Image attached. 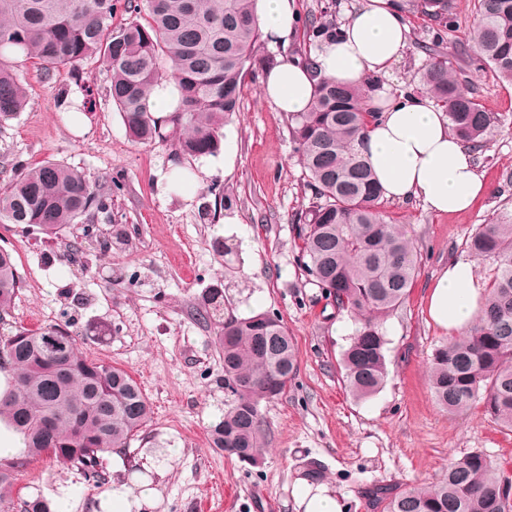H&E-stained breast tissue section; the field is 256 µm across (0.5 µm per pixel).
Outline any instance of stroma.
Returning a JSON list of instances; mask_svg holds the SVG:
<instances>
[{
  "mask_svg": "<svg viewBox=\"0 0 512 512\" xmlns=\"http://www.w3.org/2000/svg\"><path fill=\"white\" fill-rule=\"evenodd\" d=\"M454 13L457 28L439 45L426 18L405 14L408 44L384 82L394 92L419 87L425 63L438 52L461 65L463 89L502 121L475 154L485 193L470 210L441 215L418 200L386 203L406 225L418 267L407 299L383 325L385 384L365 400L351 395L338 366L354 319L327 308L298 267L290 219L309 196L287 120L263 97L261 77L246 79L239 110L224 125L235 154L226 175L223 154L195 159L169 143H132L98 60L48 78L35 62L15 59L27 105L0 127V181L12 176L14 163L53 159L91 181L111 180L113 188L110 213H90L55 238L0 224V247L12 251L22 279L12 317L29 329L70 322L90 356L131 375L152 413L127 461L105 457L109 481L100 489L87 490L70 465L46 461L14 494L99 512L112 480L122 478L151 496L145 512H265L266 498L275 512H301L298 484L314 462L341 512H383L374 492L427 484L473 451L512 478V431L479 404L462 415L440 410L429 383L432 353L448 337L429 316V290L458 260L473 263L480 283L489 284L492 260L473 255L466 241L477 225L512 210V85L468 61L474 0H454ZM177 164L187 168L181 188L171 180ZM215 183L223 196L211 193ZM87 227L103 237L123 230L127 242L62 260ZM218 241L231 248L230 259L215 251ZM218 283L238 315L275 314L297 346L295 378L283 395L260 405L266 442L256 467L210 446L209 427L231 395L215 330L195 320L193 308Z\"/></svg>",
  "mask_w": 512,
  "mask_h": 512,
  "instance_id": "stroma-1",
  "label": "stroma"
}]
</instances>
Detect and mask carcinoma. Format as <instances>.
I'll return each mask as SVG.
<instances>
[{
  "label": "carcinoma",
  "mask_w": 512,
  "mask_h": 512,
  "mask_svg": "<svg viewBox=\"0 0 512 512\" xmlns=\"http://www.w3.org/2000/svg\"><path fill=\"white\" fill-rule=\"evenodd\" d=\"M436 26V39L455 29L452 0L401 3ZM115 0H0V124L15 118L27 98L10 57L38 61L48 76L99 57L110 73L109 97L129 139L169 141L178 131V154H216L224 122L238 112L246 76L277 64L257 56L262 33L255 0H127L135 18L114 24ZM467 35L477 60L512 84V0H476ZM147 10V23L136 15ZM336 24L309 16L306 39L320 47L336 37ZM171 62L166 72L161 60ZM173 80L175 110L163 119L148 110L155 86ZM420 82L448 115L449 129L482 144L497 121L460 84L448 58L434 55ZM377 83L350 86L320 78L307 112L287 114L288 128L312 205L293 215L300 240L298 262L309 283L336 313L357 320L339 367L353 397L375 395L387 377L385 320L409 293L418 265L402 225L390 221L383 191L364 151V133L376 119ZM112 208V186L58 161L15 172L0 187V223L29 224L57 236L94 210ZM477 257L496 263L485 303L461 335L435 349L429 374L436 404L450 414L480 402L512 431V211L480 224L467 243ZM21 289L12 254L0 249V418L23 435L20 456L0 462V512H53L41 496L17 498L12 490L29 467L46 458L75 467L90 487L107 481L103 456L126 454L143 431L151 404L123 369L84 355L71 325L19 327L11 309ZM195 315L216 329L224 361V386L232 400L211 426L212 447L256 464L264 447L260 404L280 396L297 372L293 337L268 312L238 316L224 303V289H205ZM387 512H512V481L474 451L448 464L445 475L424 487L390 497Z\"/></svg>",
  "instance_id": "obj_1"
}]
</instances>
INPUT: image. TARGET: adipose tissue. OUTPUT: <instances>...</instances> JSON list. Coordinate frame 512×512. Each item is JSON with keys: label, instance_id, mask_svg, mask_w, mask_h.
<instances>
[{"label": "adipose tissue", "instance_id": "1", "mask_svg": "<svg viewBox=\"0 0 512 512\" xmlns=\"http://www.w3.org/2000/svg\"><path fill=\"white\" fill-rule=\"evenodd\" d=\"M255 13L270 43L298 32L296 0H256ZM336 41L325 44L314 68L285 61L267 71L262 94L280 112L307 111L316 77L360 85L388 76L407 46V27L394 0H362L339 27ZM379 117L367 132L366 157L386 198L419 199L433 212L469 210L485 184L473 153L448 127V118L429 94L407 90L379 94ZM484 289L467 262L449 264L428 294V312L448 334L462 332L476 318Z\"/></svg>", "mask_w": 512, "mask_h": 512}]
</instances>
